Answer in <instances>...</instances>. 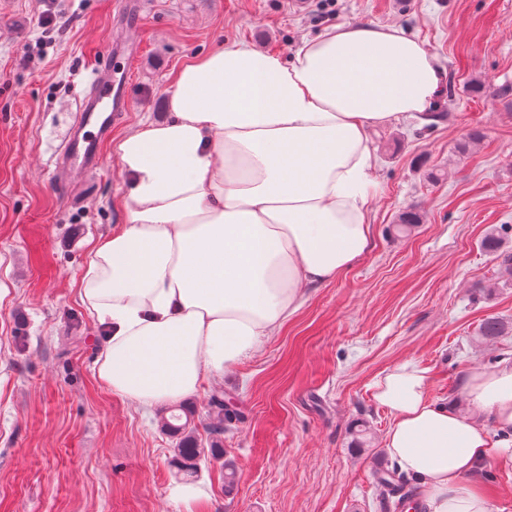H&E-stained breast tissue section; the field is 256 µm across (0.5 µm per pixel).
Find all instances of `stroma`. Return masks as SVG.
Returning <instances> with one entry per match:
<instances>
[{
    "instance_id": "35a3bbf8",
    "label": "stroma",
    "mask_w": 512,
    "mask_h": 512,
    "mask_svg": "<svg viewBox=\"0 0 512 512\" xmlns=\"http://www.w3.org/2000/svg\"><path fill=\"white\" fill-rule=\"evenodd\" d=\"M339 24L402 28L442 70L435 119L370 133L371 247L252 358L185 400L200 440L207 402L234 410L223 438L236 467L174 464L178 437L96 377L105 337L81 302L86 239L108 234L123 176L101 166L57 193L55 160L91 68L123 49L117 0H0V512H186L173 491L205 482L202 512H395L375 475L389 462L390 415L373 383L394 366L427 369L433 399L463 402L470 370L512 359V278L481 246L512 225V0H151L130 104L113 136L167 115L175 71L245 41L290 56ZM481 129L479 145L458 144ZM406 211L419 224L394 226ZM505 332L485 337V319ZM491 512H512V468L463 476Z\"/></svg>"
}]
</instances>
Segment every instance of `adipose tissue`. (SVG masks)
Segmentation results:
<instances>
[{"label":"adipose tissue","instance_id":"1","mask_svg":"<svg viewBox=\"0 0 512 512\" xmlns=\"http://www.w3.org/2000/svg\"><path fill=\"white\" fill-rule=\"evenodd\" d=\"M441 71L390 25L340 24L290 59L242 42L184 63L168 116L112 143L125 177L79 293L108 332L98 379L144 409L172 406L253 356L307 288L370 245L371 128L426 122ZM465 408L435 403L427 370L375 384L384 446L425 512H488L462 476L512 466V360L471 371Z\"/></svg>","mask_w":512,"mask_h":512}]
</instances>
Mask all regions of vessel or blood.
Masks as SVG:
<instances>
[{
    "label": "vessel or blood",
    "instance_id": "vessel-or-blood-1",
    "mask_svg": "<svg viewBox=\"0 0 512 512\" xmlns=\"http://www.w3.org/2000/svg\"><path fill=\"white\" fill-rule=\"evenodd\" d=\"M128 103L127 82L113 80L112 59L104 57L91 74L73 129L62 143V165L73 171L98 167L99 143L109 132V116L125 111Z\"/></svg>",
    "mask_w": 512,
    "mask_h": 512
}]
</instances>
